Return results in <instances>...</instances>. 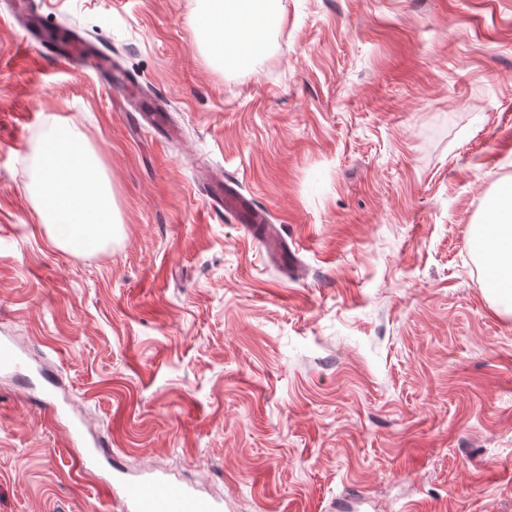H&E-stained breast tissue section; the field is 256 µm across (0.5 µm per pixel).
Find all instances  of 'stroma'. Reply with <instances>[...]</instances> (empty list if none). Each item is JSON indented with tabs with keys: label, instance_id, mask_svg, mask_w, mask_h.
Listing matches in <instances>:
<instances>
[{
	"label": "stroma",
	"instance_id": "obj_1",
	"mask_svg": "<svg viewBox=\"0 0 512 512\" xmlns=\"http://www.w3.org/2000/svg\"><path fill=\"white\" fill-rule=\"evenodd\" d=\"M32 2L182 137L23 49L0 0V337L31 365L0 370V512H119L117 466L222 512H512V318L469 246L512 183V0H276L231 64L209 0ZM60 118L112 189L94 252L57 247L29 190ZM204 168L270 210L281 263L210 209ZM75 422L111 461L78 470Z\"/></svg>",
	"mask_w": 512,
	"mask_h": 512
}]
</instances>
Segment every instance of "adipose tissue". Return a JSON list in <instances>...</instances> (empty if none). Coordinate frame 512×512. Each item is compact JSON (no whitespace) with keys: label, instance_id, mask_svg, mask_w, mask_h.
<instances>
[{"label":"adipose tissue","instance_id":"adipose-tissue-1","mask_svg":"<svg viewBox=\"0 0 512 512\" xmlns=\"http://www.w3.org/2000/svg\"><path fill=\"white\" fill-rule=\"evenodd\" d=\"M235 20L224 19L223 0H212L198 24L213 51L237 46L242 20L268 14L271 0H232ZM34 192L41 200L39 217L53 242L73 252L103 247L115 233L109 183L79 130L65 121L51 126ZM492 220L476 225L469 239L480 260L495 271L487 291L504 314L512 315V184L503 187L491 206Z\"/></svg>","mask_w":512,"mask_h":512}]
</instances>
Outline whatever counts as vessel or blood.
Wrapping results in <instances>:
<instances>
[{
	"label": "vessel or blood",
	"instance_id": "obj_1",
	"mask_svg": "<svg viewBox=\"0 0 512 512\" xmlns=\"http://www.w3.org/2000/svg\"><path fill=\"white\" fill-rule=\"evenodd\" d=\"M24 16L23 26L31 43L40 45L61 62L75 68H88L108 77L122 96L126 111L136 113L138 126L152 128L164 142L176 137L167 121V104L163 97L146 91L137 79L128 75L120 59L100 48L79 33H71L64 41L50 39L36 14L30 11V0H18ZM204 191L212 210L225 213L242 224L263 245L270 255L282 251L283 237L272 224L265 208L239 192L235 182L220 176H209ZM25 360L11 338L0 339V369L17 371ZM114 492L121 512H221L217 501L211 500L192 487L154 473L140 478L121 479Z\"/></svg>",
	"mask_w": 512,
	"mask_h": 512
}]
</instances>
